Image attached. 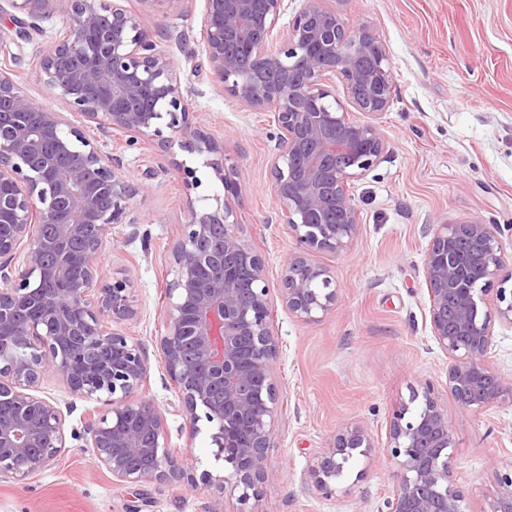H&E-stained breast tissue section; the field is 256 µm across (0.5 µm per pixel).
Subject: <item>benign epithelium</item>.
I'll list each match as a JSON object with an SVG mask.
<instances>
[{
    "label": "benign epithelium",
    "instance_id": "obj_1",
    "mask_svg": "<svg viewBox=\"0 0 512 512\" xmlns=\"http://www.w3.org/2000/svg\"><path fill=\"white\" fill-rule=\"evenodd\" d=\"M64 2L68 25L39 50L43 81L68 109L38 105L12 76L17 54L0 45V478L21 482L49 470L66 448V416L40 395L48 375L97 407L82 431L98 468L118 486L143 482L203 484L260 495L278 423L274 363L280 340L271 317L263 255L248 244L232 200L242 193L224 144L191 112L180 72L161 49L145 16L164 2L184 17L189 0H6L24 14L10 17L15 35L43 31ZM326 0H300L286 36L277 25L285 0H205L197 40L217 90L256 110L276 114L271 157L279 223L300 250L286 257L280 296L306 324L336 310L338 288L313 253L349 250L360 226L353 182L384 158L380 129L333 105L329 80L339 78L348 101L377 114L392 100V71L374 29L353 25ZM82 122L76 124L67 115ZM118 131L125 147L146 138L166 150L173 140L202 160L224 187V202L198 205L187 197L188 221L178 225L171 253L159 346L190 438L206 433L225 475L196 481L168 446L164 413L134 394L147 379L143 344L114 325L137 316L130 281L103 280L99 258L112 230L134 224L142 188L125 179L123 157L87 136ZM177 174L189 191L196 168ZM501 228L480 220L435 224L425 254L427 317L434 344L450 361L448 389L458 406L486 412L512 405V376L488 363L494 320L512 325V298L495 280L512 279ZM385 453L394 466L386 512H467L452 468L456 440L434 386L396 404L386 423ZM373 448L367 428H339L310 477L331 497L349 463ZM486 512H512V468Z\"/></svg>",
    "mask_w": 512,
    "mask_h": 512
}]
</instances>
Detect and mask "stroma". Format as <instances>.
<instances>
[{"mask_svg": "<svg viewBox=\"0 0 512 512\" xmlns=\"http://www.w3.org/2000/svg\"><path fill=\"white\" fill-rule=\"evenodd\" d=\"M203 0L187 17L159 0L148 25L161 34L188 33L186 50L164 48L191 83L198 119L219 140L246 187L237 202L242 235L264 255L271 289H278L284 258L294 239L277 221L272 191L270 136L274 115L218 92L209 75L194 76ZM352 23L377 29L392 69L391 106L377 115L357 113L389 142L385 158L354 185L360 211L358 239L342 255L321 254L338 288L335 313L316 324L292 318L273 301L282 348L274 365L281 415L269 451V479L250 512H380L392 470L383 446L386 418L413 389L432 381L456 438L452 464L470 512H484L498 490L497 476L512 464V406L487 412L461 410L448 390V364L425 319V252L432 224L474 218L500 225L512 240V0H349ZM57 9L19 50L14 78L34 101L54 106L39 70L37 51L64 25ZM123 176L141 184L134 203L137 222L124 225L112 250L100 259L105 277L131 283L140 315L127 327L142 342L149 362L141 399L167 413L169 445L196 471L222 474L205 435L189 438L183 418L170 412L177 397L157 348L169 282L170 255L179 224L188 219L187 199L220 197L222 185L206 168L201 184L185 192L176 172L191 155L179 146L160 153L152 145L124 149ZM360 422L374 443L370 457L356 458L335 495L312 486L308 470L336 429ZM208 492L187 484L143 482L116 486L99 469L83 441L68 439L56 465L20 484L0 479V512H211Z\"/></svg>", "mask_w": 512, "mask_h": 512, "instance_id": "obj_1", "label": "stroma"}]
</instances>
